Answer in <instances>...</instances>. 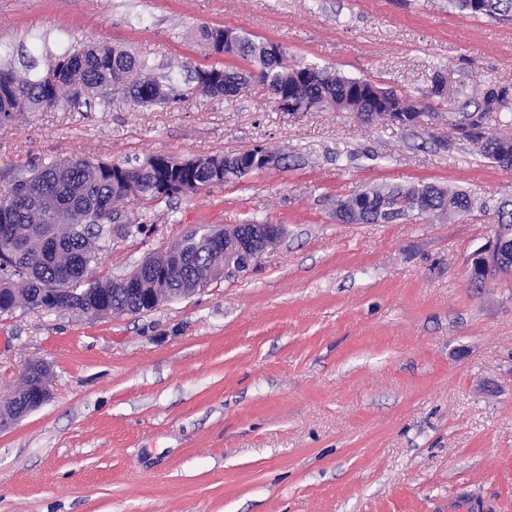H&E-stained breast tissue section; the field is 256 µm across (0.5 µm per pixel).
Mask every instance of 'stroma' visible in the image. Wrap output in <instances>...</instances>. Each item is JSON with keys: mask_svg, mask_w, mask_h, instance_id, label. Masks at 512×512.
I'll return each mask as SVG.
<instances>
[{"mask_svg": "<svg viewBox=\"0 0 512 512\" xmlns=\"http://www.w3.org/2000/svg\"><path fill=\"white\" fill-rule=\"evenodd\" d=\"M287 46L294 61L425 102L418 127L279 111L252 83L167 109L68 105L0 126V178L77 157L180 160L261 145L286 166L169 202L120 205L95 279H118L195 228L283 225L242 273L131 317L0 316V400L27 362L52 396L0 432V512H512V276L476 287L464 258L493 216L342 224L372 183L433 182L490 202L512 167L455 138L480 84L507 87L512 24L448 0H0V65L62 41L108 43L172 73L218 62L201 26Z\"/></svg>", "mask_w": 512, "mask_h": 512, "instance_id": "35a3bbf8", "label": "stroma"}]
</instances>
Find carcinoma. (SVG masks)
<instances>
[{
	"mask_svg": "<svg viewBox=\"0 0 512 512\" xmlns=\"http://www.w3.org/2000/svg\"><path fill=\"white\" fill-rule=\"evenodd\" d=\"M448 8L467 15L512 21V0H448ZM200 40L213 54H224V28L203 26ZM268 41L256 40L241 32L230 53L247 61L257 72L258 82L271 97L294 89L307 102L338 112L357 111L367 123L375 113L385 112L402 102L410 103L424 115L432 106L421 104L394 89L377 85V104H357L351 100L354 84L360 79L337 70L293 61L288 48L276 59L270 57ZM128 82L130 102L135 105L168 108L190 94L232 100L247 92L251 77L223 66L196 70L195 85L176 87L170 75L152 76L147 61L109 44L65 49L45 58L44 71L20 75L0 68V126L17 120L25 112H38L64 101L75 111L96 102L112 104V86ZM508 89L493 84L482 92V107L463 113L451 127L460 138L479 146L480 153L502 167H512V116L495 113ZM501 130L486 131L490 114ZM180 175L144 160L136 164H110L89 158L40 164L8 180L0 192V225L13 231L0 237V276L8 278L0 287V314L18 307L39 309L55 297L61 304L73 299L83 308L106 304L118 311L131 307L125 292L112 289V280L91 282L88 275L98 262L99 242L112 233L115 204L154 203L176 196ZM376 205L357 213L347 210V224L389 223L410 217L447 218L452 209H472L474 200L463 190L431 182L376 184L368 186ZM493 211L497 224L512 225V197L495 204H481Z\"/></svg>",
	"mask_w": 512,
	"mask_h": 512,
	"instance_id": "1",
	"label": "carcinoma"
}]
</instances>
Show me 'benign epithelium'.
<instances>
[{"instance_id": "1", "label": "benign epithelium", "mask_w": 512, "mask_h": 512, "mask_svg": "<svg viewBox=\"0 0 512 512\" xmlns=\"http://www.w3.org/2000/svg\"><path fill=\"white\" fill-rule=\"evenodd\" d=\"M380 118L399 126H417L422 116L415 112H382ZM280 154L260 148L250 160V168L274 169L279 166ZM284 235L281 224H236L224 228L202 226L171 244L162 259H145L130 275L112 281V286L129 291L137 306L132 315L151 312L163 304L196 294L199 288L178 286L176 280L196 252H212L223 256L217 266L206 270L196 269V283L221 276L230 277L249 268L251 263ZM470 279L483 286L506 274H512V229L496 227L494 236L472 251L467 258ZM30 385L18 401L0 403V430L10 427L17 419L46 403L50 388L42 381L40 364L33 363L25 369Z\"/></svg>"}]
</instances>
